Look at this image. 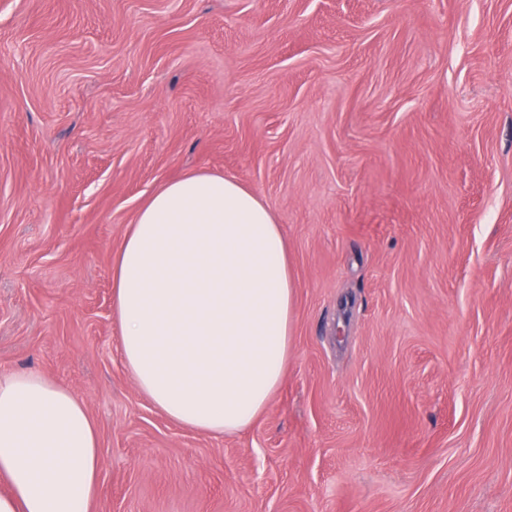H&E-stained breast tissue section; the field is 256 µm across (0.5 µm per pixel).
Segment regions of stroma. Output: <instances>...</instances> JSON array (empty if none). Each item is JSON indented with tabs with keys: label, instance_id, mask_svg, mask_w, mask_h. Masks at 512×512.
I'll use <instances>...</instances> for the list:
<instances>
[{
	"label": "stroma",
	"instance_id": "1",
	"mask_svg": "<svg viewBox=\"0 0 512 512\" xmlns=\"http://www.w3.org/2000/svg\"><path fill=\"white\" fill-rule=\"evenodd\" d=\"M237 178L295 278L245 432L176 425L118 352L158 187ZM100 438L91 512H512V0H0V373Z\"/></svg>",
	"mask_w": 512,
	"mask_h": 512
}]
</instances>
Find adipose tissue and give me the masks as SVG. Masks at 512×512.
Wrapping results in <instances>:
<instances>
[{
    "label": "adipose tissue",
    "instance_id": "1",
    "mask_svg": "<svg viewBox=\"0 0 512 512\" xmlns=\"http://www.w3.org/2000/svg\"><path fill=\"white\" fill-rule=\"evenodd\" d=\"M119 349L170 420L212 437L248 429L293 345L295 283L281 227L236 178L192 171L138 209L112 265ZM95 422L36 371L0 375V512H90Z\"/></svg>",
    "mask_w": 512,
    "mask_h": 512
}]
</instances>
